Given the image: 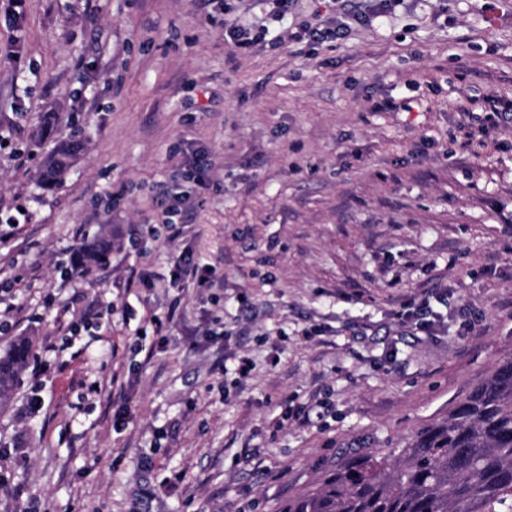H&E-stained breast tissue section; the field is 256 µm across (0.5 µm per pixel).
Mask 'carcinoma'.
Here are the masks:
<instances>
[{"label":"carcinoma","mask_w":512,"mask_h":512,"mask_svg":"<svg viewBox=\"0 0 512 512\" xmlns=\"http://www.w3.org/2000/svg\"><path fill=\"white\" fill-rule=\"evenodd\" d=\"M83 142L58 141L42 158L51 187L75 166ZM112 240L74 256L88 276L108 259ZM30 355L20 339L0 354V405L14 395ZM287 512H512V361L499 365L448 417L396 456L369 454L329 476Z\"/></svg>","instance_id":"carcinoma-1"}]
</instances>
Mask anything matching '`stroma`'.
I'll list each match as a JSON object with an SVG mask.
<instances>
[{"label":"stroma","mask_w":512,"mask_h":512,"mask_svg":"<svg viewBox=\"0 0 512 512\" xmlns=\"http://www.w3.org/2000/svg\"><path fill=\"white\" fill-rule=\"evenodd\" d=\"M228 2L265 34L236 56L207 0H28L16 63L0 0V209L26 212L0 281L28 313L0 348L40 354L69 306L112 317L110 347L80 330L0 407V512H283L512 360V122L480 110H512V0ZM342 16V39L301 33ZM49 112L85 154L47 189ZM175 193L176 232H151ZM100 234L106 264L61 276ZM187 259L223 287H169ZM424 302L427 332L400 316Z\"/></svg>","instance_id":"35a3bbf8"}]
</instances>
